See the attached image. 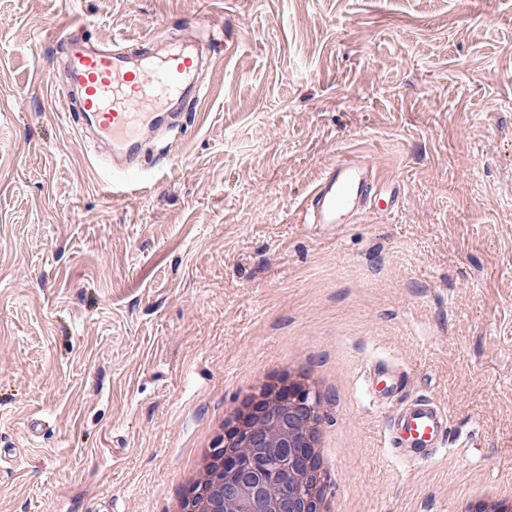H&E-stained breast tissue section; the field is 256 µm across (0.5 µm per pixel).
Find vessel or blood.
<instances>
[{"mask_svg":"<svg viewBox=\"0 0 512 512\" xmlns=\"http://www.w3.org/2000/svg\"><path fill=\"white\" fill-rule=\"evenodd\" d=\"M55 43L67 69L56 89L86 120L96 171L107 172L113 184L141 186L142 150L155 133L173 127V103L198 102L208 52L202 44L186 48L161 35L136 51L98 46L71 32L57 35ZM399 200L398 189L384 187L367 158L354 155L311 187L302 203L303 223L330 238L359 214L394 212ZM406 379L402 366L378 361L367 368L364 388L374 405L391 409L382 420L384 447L404 462L427 463L449 444L450 417L430 396L408 395Z\"/></svg>","mask_w":512,"mask_h":512,"instance_id":"b4317fda","label":"vessel or blood"}]
</instances>
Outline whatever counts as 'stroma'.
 Returning a JSON list of instances; mask_svg holds the SVG:
<instances>
[{"mask_svg":"<svg viewBox=\"0 0 512 512\" xmlns=\"http://www.w3.org/2000/svg\"><path fill=\"white\" fill-rule=\"evenodd\" d=\"M72 21L215 50L110 194L60 109ZM401 184L333 238L300 203L345 155ZM335 376L340 512L512 486V0H0V512H166L214 414L272 365ZM465 445L388 457L364 364Z\"/></svg>","mask_w":512,"mask_h":512,"instance_id":"stroma-1","label":"stroma"}]
</instances>
